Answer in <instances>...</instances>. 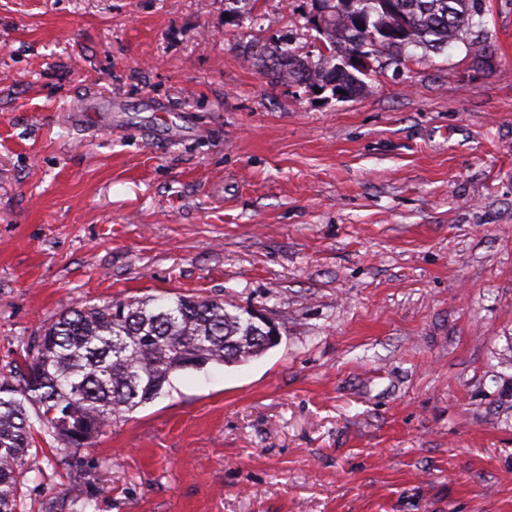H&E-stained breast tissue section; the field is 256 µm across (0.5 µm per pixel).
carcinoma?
<instances>
[{
  "instance_id": "1",
  "label": "carcinoma",
  "mask_w": 512,
  "mask_h": 512,
  "mask_svg": "<svg viewBox=\"0 0 512 512\" xmlns=\"http://www.w3.org/2000/svg\"><path fill=\"white\" fill-rule=\"evenodd\" d=\"M316 27L325 51L299 55L287 41L264 45L252 59L275 83L366 91L355 65L386 57L398 65L409 46L420 58L467 42L480 23L481 0H315ZM272 345L252 312L217 300L145 297L103 305H76L32 337L21 362L0 374V512H20L24 474L41 469L26 405L71 460L87 500L103 491L89 447L102 428L162 395L177 371L210 363L236 365Z\"/></svg>"
}]
</instances>
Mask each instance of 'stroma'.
<instances>
[{
	"mask_svg": "<svg viewBox=\"0 0 512 512\" xmlns=\"http://www.w3.org/2000/svg\"><path fill=\"white\" fill-rule=\"evenodd\" d=\"M481 4L342 99L249 57L316 53L313 0H0V368L78 304L281 333L104 427L92 501L36 424L21 512H512V0Z\"/></svg>",
	"mask_w": 512,
	"mask_h": 512,
	"instance_id": "stroma-1",
	"label": "stroma"
}]
</instances>
